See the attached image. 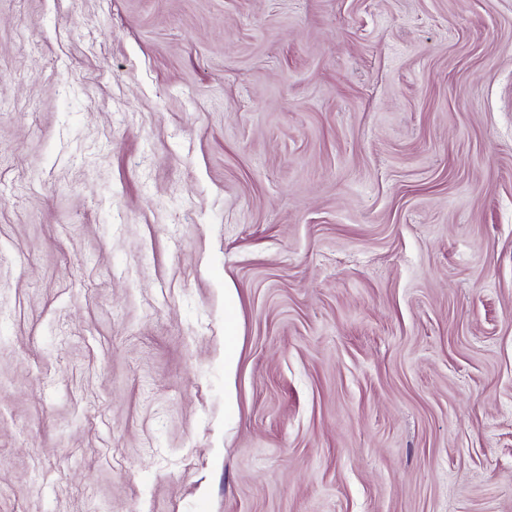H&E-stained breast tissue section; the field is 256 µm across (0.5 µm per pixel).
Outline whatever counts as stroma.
Listing matches in <instances>:
<instances>
[{"instance_id": "35a3bbf8", "label": "stroma", "mask_w": 512, "mask_h": 512, "mask_svg": "<svg viewBox=\"0 0 512 512\" xmlns=\"http://www.w3.org/2000/svg\"><path fill=\"white\" fill-rule=\"evenodd\" d=\"M0 512H512V0H0ZM224 376L228 380L229 401L232 399V381L238 360L236 319L232 309L224 313Z\"/></svg>"}]
</instances>
